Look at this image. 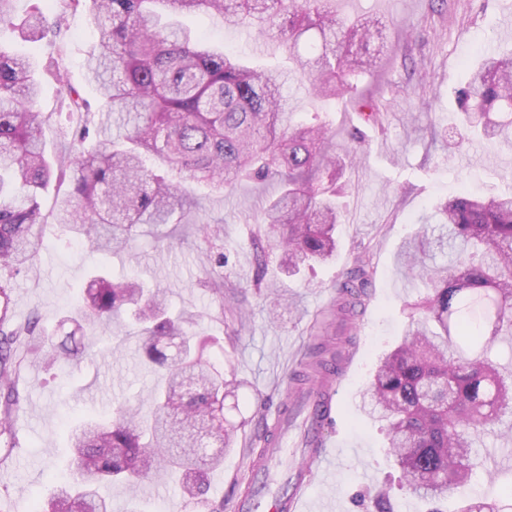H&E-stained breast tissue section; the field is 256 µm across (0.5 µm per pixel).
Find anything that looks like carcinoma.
I'll use <instances>...</instances> for the list:
<instances>
[{"label":"carcinoma","instance_id":"obj_1","mask_svg":"<svg viewBox=\"0 0 512 512\" xmlns=\"http://www.w3.org/2000/svg\"><path fill=\"white\" fill-rule=\"evenodd\" d=\"M14 9L15 0H0V29L13 27L25 41L58 43L43 66L56 80L65 72L59 38L67 15L90 14L98 44L85 58V78L100 106L90 115L82 93L67 87L62 104L79 122L48 153L45 120L34 109L36 66L0 49V269L28 272L51 223L104 255L128 247L142 224L181 223L195 201L168 172L225 194L243 180L276 182L256 220L267 238L254 242L257 261L268 245L281 252L280 266L296 274L336 256L346 190L341 178L362 146L354 131L350 142H333L318 118L291 123L282 90L298 71L316 96L356 98L359 77L376 65L371 46L378 22L342 19L331 0H52L53 12L35 6L18 23ZM192 13L271 35L294 68L254 67L233 57L176 20ZM459 98L462 132L456 139L441 133L448 148L471 135L512 147V55L482 56ZM52 184L55 204L45 213L42 192ZM435 216L438 234L420 231L398 255L405 276L421 280L427 292L408 304V328L363 394V410L384 423L404 477L430 500L447 497L470 477L473 448L512 417V364L487 357L492 346L512 340V192L477 198L461 190L437 205ZM446 248L455 259L436 264L434 251ZM370 262L357 260L336 284L341 316L355 319L365 306ZM9 288L0 281L1 437H13L25 362L20 348L33 342V359L46 366L61 357L79 361L92 334L128 312L139 327L140 350L161 370L148 403L125 400L112 418L87 416L71 427L72 477L53 485L38 512H112L102 486L161 467L180 472L185 498L208 506L207 475L223 464L235 431L224 423L234 382L208 357L218 341H197L189 332L192 318L169 317L164 289L97 275L82 303L61 319L74 330L57 342L36 315L11 322ZM341 356L321 345L307 369L318 380L329 371L328 360ZM184 373L196 378L188 394L176 389ZM203 425L218 450L186 452ZM459 512H512V502L471 503Z\"/></svg>","mask_w":512,"mask_h":512}]
</instances>
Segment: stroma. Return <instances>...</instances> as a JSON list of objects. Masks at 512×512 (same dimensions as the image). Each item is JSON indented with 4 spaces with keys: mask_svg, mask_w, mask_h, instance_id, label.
Wrapping results in <instances>:
<instances>
[{
    "mask_svg": "<svg viewBox=\"0 0 512 512\" xmlns=\"http://www.w3.org/2000/svg\"><path fill=\"white\" fill-rule=\"evenodd\" d=\"M333 7L341 17H393L398 26L386 32L375 71L358 85L360 98L372 100L382 112L381 124L364 123L357 101L311 96L297 80L288 88L295 121L320 116L339 142L352 127L363 133L361 162L345 173L353 191L345 200L337 231L339 249L332 262L290 277L280 271L276 253H268L265 279L275 288L256 295L252 219L273 184L245 181L223 196L194 183L190 190L198 205L189 223L140 227L132 247L106 258L56 226H47L33 271L12 280L10 318L22 322L36 312L42 325L54 330L63 313L80 303L89 277L99 270L166 289L172 313L192 314L193 332L220 339L224 358L240 383L225 410L226 418L240 426L237 445L225 452L223 467L209 474L211 499L227 500L247 491L251 442L264 433L280 405L283 381L295 380L310 349L323 342L348 347L353 359L334 398L337 414L331 432L339 452L316 480V502L334 512H364L354 495L381 485L388 486L396 512H457L465 495L502 499L504 490L512 487V452H507L506 441L485 436L463 491L431 502L412 492L388 458L386 431L365 415L361 394L379 357L402 338L406 301L425 293L421 283L405 279L396 264L403 241L418 231L435 205L459 189L479 195L512 189V151L491 154L476 141L450 151L432 135L433 128L458 126L456 92L469 77L477 49L512 50V0H333ZM184 22L247 61L266 67L288 65L287 53L257 28L230 27L208 14L191 15ZM62 37L69 47L65 80L43 79L36 104L50 117L44 130L50 147L69 131L65 117L58 114L64 84L83 87L89 100L97 98L85 80L84 61L98 41L89 14H70ZM198 222L218 224L212 242L196 234ZM219 251L228 257L225 280L246 295L241 312L224 310L208 284ZM362 252L371 259L369 297L357 334L349 339L333 320L334 285ZM280 294L292 308L275 319L270 310ZM136 332V325L121 320L98 330L95 356L79 365L61 362L23 371L24 400L13 417L14 439L0 442V512H34L54 478L67 476L68 429L76 418L109 413L117 402L147 397L157 374L143 364ZM494 457L500 465L492 473L488 465ZM107 493L116 512L133 501L141 512H200L175 491L162 470L130 486L114 484Z\"/></svg>",
    "mask_w": 512,
    "mask_h": 512,
    "instance_id": "obj_1",
    "label": "stroma"
}]
</instances>
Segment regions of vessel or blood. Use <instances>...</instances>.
<instances>
[{
    "mask_svg": "<svg viewBox=\"0 0 512 512\" xmlns=\"http://www.w3.org/2000/svg\"><path fill=\"white\" fill-rule=\"evenodd\" d=\"M332 401V394L312 390L293 412L278 414L266 465L251 472L254 491L232 497L230 512H313L315 479L336 455L335 443L326 436Z\"/></svg>",
    "mask_w": 512,
    "mask_h": 512,
    "instance_id": "b4317fda",
    "label": "vessel or blood"
}]
</instances>
